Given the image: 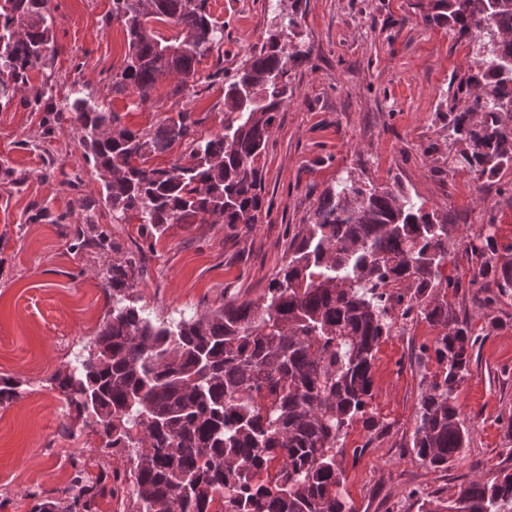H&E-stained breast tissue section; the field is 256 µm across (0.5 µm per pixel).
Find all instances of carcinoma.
Listing matches in <instances>:
<instances>
[{"instance_id": "carcinoma-1", "label": "carcinoma", "mask_w": 512, "mask_h": 512, "mask_svg": "<svg viewBox=\"0 0 512 512\" xmlns=\"http://www.w3.org/2000/svg\"><path fill=\"white\" fill-rule=\"evenodd\" d=\"M112 0L105 24L125 33L124 68L112 91L151 99L155 84L179 76L184 90L195 64L223 39L208 0ZM424 22L439 21L478 43L467 79L450 107L452 130L478 141L463 153L480 173L512 165V0H429ZM174 26L166 38L153 23ZM269 33L224 86V132L198 135L183 109L152 131L131 130L120 116L74 92L66 119L79 126L80 148L115 212L140 216L145 242L173 224H205L218 216L230 230L258 223L265 205V151L279 112L295 90L289 72L299 52ZM56 53L48 0L0 4V95L29 92ZM185 146L189 161L158 168L147 156ZM286 263L262 295L224 300L189 318L158 321L131 289L141 270L132 255L112 263L104 288L112 300L80 366L53 379L78 416L93 418L104 454L131 466L75 467L69 484L39 497L32 512H98L97 497L124 496L127 512H355L344 489V439L356 421L375 426L373 366L391 335L397 309L439 329L438 372L421 395L410 448L437 469L459 458L471 427L456 391L469 372L474 341L450 312L445 275L448 219L427 211L399 188L365 191L352 180L324 191L311 224L293 238ZM498 251L495 233L467 242L465 253L485 278ZM402 284L409 296L389 294ZM499 295L512 293V262L495 269ZM24 383L0 375V406L23 397ZM418 512H512V470L463 484L450 499L425 497Z\"/></svg>"}]
</instances>
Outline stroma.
<instances>
[{
	"label": "stroma",
	"mask_w": 512,
	"mask_h": 512,
	"mask_svg": "<svg viewBox=\"0 0 512 512\" xmlns=\"http://www.w3.org/2000/svg\"><path fill=\"white\" fill-rule=\"evenodd\" d=\"M418 0H209L224 40L202 57L192 87L162 79L147 103L112 91L127 44L118 25H105L112 0H48L57 53L32 72L53 101L27 93L0 99V374L26 393L0 407V512H31V492L64 488L71 462L126 467L105 455L92 421L77 417L51 377L76 365L106 311L103 275L135 252L139 219L113 215L79 147L78 126L49 124L71 92L116 112L133 130L154 129L190 109L199 135L224 127V84L250 51L260 48L297 8L301 21L288 42L301 49L290 77L293 100L281 110L261 159L271 204L252 228L176 224L143 257L135 292L152 318L171 320L219 305L232 295L263 294L284 263L295 235L305 234L323 192L352 178L364 188L396 185L412 200L448 215L446 275L458 282L448 301L468 322L476 343L457 390L472 429L464 455L443 469L419 461L409 446L420 397L437 370L421 356L436 327L418 320L383 339L373 367L376 428L357 422L344 439V488L356 512H417L412 491L448 498L462 483L512 470L504 428L512 420V295L487 303L464 252L468 238L493 223L512 261V169L478 175L462 159L463 141L448 127V105L467 76L472 45L447 27L425 23ZM80 178L78 188L69 179ZM87 198L78 209L73 199ZM93 222L117 249L74 246L77 226Z\"/></svg>",
	"instance_id": "35a3bbf8"
}]
</instances>
